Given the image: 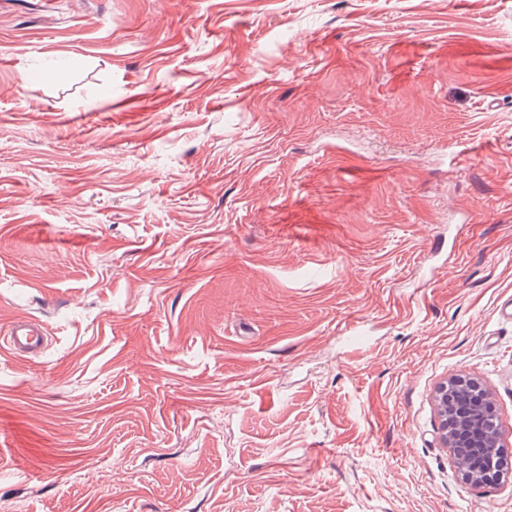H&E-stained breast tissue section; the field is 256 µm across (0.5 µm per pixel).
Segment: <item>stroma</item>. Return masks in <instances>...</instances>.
Here are the masks:
<instances>
[{"mask_svg":"<svg viewBox=\"0 0 512 512\" xmlns=\"http://www.w3.org/2000/svg\"><path fill=\"white\" fill-rule=\"evenodd\" d=\"M512 0H0V512H512ZM48 342L46 326L33 318L18 319L7 329V350L17 357L37 358L43 353ZM434 401L440 439L445 448L453 449L455 464L464 483L472 488L491 486L488 469L469 453L454 450L457 442L462 440L468 447L481 448L493 465L500 448L503 465L504 448L508 446L490 394L471 379L455 377L437 388Z\"/></svg>","mask_w":512,"mask_h":512,"instance_id":"obj_1","label":"stroma"}]
</instances>
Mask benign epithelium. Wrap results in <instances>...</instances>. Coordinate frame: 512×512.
<instances>
[{
	"label": "benign epithelium",
	"instance_id": "obj_1",
	"mask_svg": "<svg viewBox=\"0 0 512 512\" xmlns=\"http://www.w3.org/2000/svg\"><path fill=\"white\" fill-rule=\"evenodd\" d=\"M440 439L446 448H456L462 440L479 448L489 462L498 459V450L507 447L490 394L477 382L455 377L442 383L435 393ZM456 467L464 483L472 488L491 486L489 470L468 453H454Z\"/></svg>",
	"mask_w": 512,
	"mask_h": 512
}]
</instances>
